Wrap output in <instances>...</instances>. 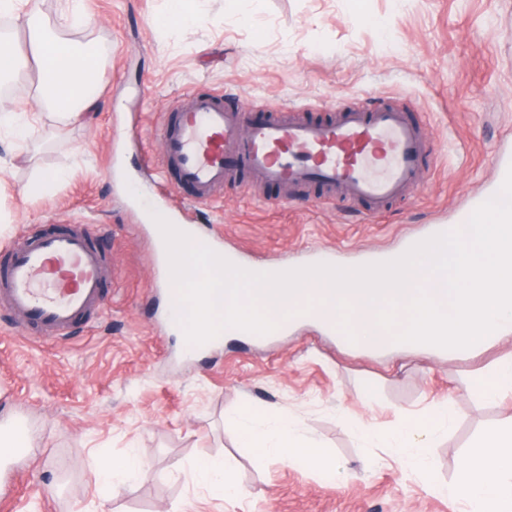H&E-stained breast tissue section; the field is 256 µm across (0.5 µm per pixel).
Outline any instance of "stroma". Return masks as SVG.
I'll use <instances>...</instances> for the list:
<instances>
[{"label": "stroma", "instance_id": "35a3bbf8", "mask_svg": "<svg viewBox=\"0 0 512 512\" xmlns=\"http://www.w3.org/2000/svg\"><path fill=\"white\" fill-rule=\"evenodd\" d=\"M63 4L40 0L43 20L94 50L107 80L83 123L39 113V66L25 30L11 27L25 65L0 105L36 119L24 142L0 132V245L24 224H93L112 281L92 328L61 339L25 335L0 310V424L23 419L29 438L0 512H457L430 483L451 482L482 430L512 416V397L484 404L470 392L512 344L379 354L297 322L265 342L228 337L186 358L180 337L163 330L139 175L166 159L164 128L186 92L316 117L371 96L412 112L435 150L382 216L315 187L228 183L207 204L179 188L171 204L257 264L306 265L325 251L360 266L401 249L430 225L454 223L492 184L497 154L512 149V0H188L185 22L171 0H86L89 18L77 23ZM48 176L52 184L33 191ZM367 384L369 405L360 399ZM444 402L455 421L430 450L428 478L406 474L398 449L369 445L347 425L424 420ZM273 409L326 446L334 479L247 447L225 418L245 410L260 420ZM132 448L147 459L145 474L99 490L96 465ZM207 458L229 462L244 496L217 499L194 479Z\"/></svg>", "mask_w": 512, "mask_h": 512}]
</instances>
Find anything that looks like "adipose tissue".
I'll return each mask as SVG.
<instances>
[{
    "mask_svg": "<svg viewBox=\"0 0 512 512\" xmlns=\"http://www.w3.org/2000/svg\"><path fill=\"white\" fill-rule=\"evenodd\" d=\"M0 12L12 15L28 34L46 89L42 107L63 123H82L95 104L94 88L106 78L97 55L77 49L51 32L32 0H0ZM470 389L476 399L486 403L511 396L512 352L480 372ZM236 421L249 447L292 463L316 464L327 478L335 475L321 443L306 434L298 419L273 411L260 424L241 413ZM451 421L452 413L443 404L426 421L408 417L393 427L355 422L351 428L365 442L402 449L401 468L426 476L433 468L427 450L447 434ZM433 490L456 497L460 512H512V419L485 429L462 458L454 482L434 485Z\"/></svg>",
    "mask_w": 512,
    "mask_h": 512,
    "instance_id": "adipose-tissue-1",
    "label": "adipose tissue"
}]
</instances>
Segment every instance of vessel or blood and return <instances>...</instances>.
Here are the masks:
<instances>
[{
    "label": "vessel or blood",
    "mask_w": 512,
    "mask_h": 512,
    "mask_svg": "<svg viewBox=\"0 0 512 512\" xmlns=\"http://www.w3.org/2000/svg\"><path fill=\"white\" fill-rule=\"evenodd\" d=\"M245 119L250 130L242 138ZM167 135V165L196 203L240 178L252 188L319 184L366 202L377 215L433 155L408 111L359 103L315 120L230 108L219 96L197 92L176 106ZM95 237L91 224L18 233L0 255V308L40 334L65 335L91 322L112 278ZM24 439L21 421L0 428V462L21 457Z\"/></svg>",
    "instance_id": "obj_1"
}]
</instances>
